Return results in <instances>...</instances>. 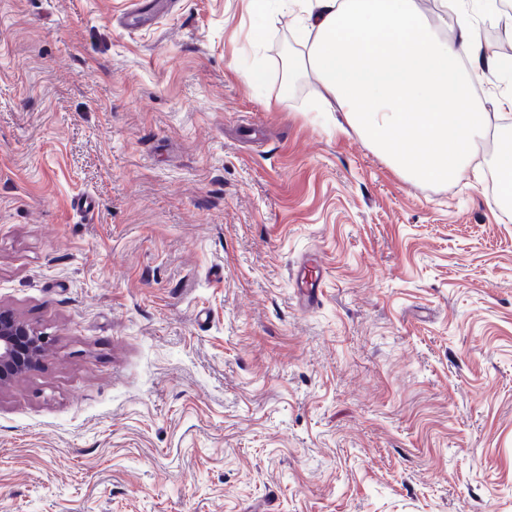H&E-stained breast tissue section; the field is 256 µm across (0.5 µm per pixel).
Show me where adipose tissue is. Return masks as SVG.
Here are the masks:
<instances>
[{
	"instance_id": "obj_1",
	"label": "adipose tissue",
	"mask_w": 512,
	"mask_h": 512,
	"mask_svg": "<svg viewBox=\"0 0 512 512\" xmlns=\"http://www.w3.org/2000/svg\"><path fill=\"white\" fill-rule=\"evenodd\" d=\"M281 2L307 43L283 83L313 74L321 107H337L350 129L414 181L445 184L478 171L491 118L474 89L506 63L476 39L464 0H437L449 39L416 0Z\"/></svg>"
}]
</instances>
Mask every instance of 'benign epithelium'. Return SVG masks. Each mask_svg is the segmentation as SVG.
<instances>
[{"mask_svg": "<svg viewBox=\"0 0 512 512\" xmlns=\"http://www.w3.org/2000/svg\"><path fill=\"white\" fill-rule=\"evenodd\" d=\"M52 338L0 308V387L14 382L40 363Z\"/></svg>", "mask_w": 512, "mask_h": 512, "instance_id": "7a95c632", "label": "benign epithelium"}]
</instances>
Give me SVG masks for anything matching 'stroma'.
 I'll list each match as a JSON object with an SVG mask.
<instances>
[{"instance_id": "1", "label": "stroma", "mask_w": 512, "mask_h": 512, "mask_svg": "<svg viewBox=\"0 0 512 512\" xmlns=\"http://www.w3.org/2000/svg\"><path fill=\"white\" fill-rule=\"evenodd\" d=\"M132 2L0 0V306L52 338L0 388V512H512L497 139L405 179L283 88L278 0ZM171 0H138L123 14V24L129 29L151 27L157 17L164 13Z\"/></svg>"}]
</instances>
